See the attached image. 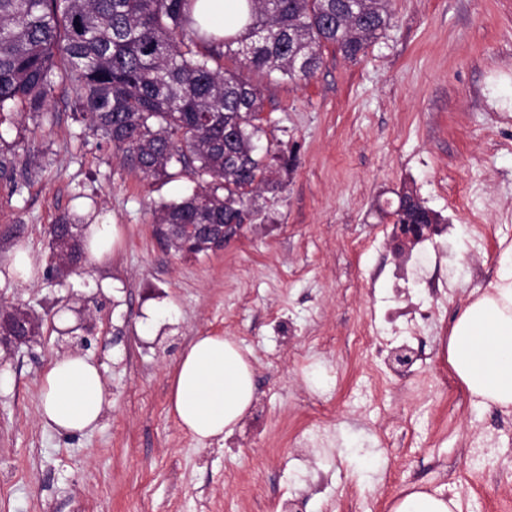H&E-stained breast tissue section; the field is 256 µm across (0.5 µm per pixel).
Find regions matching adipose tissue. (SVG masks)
Returning a JSON list of instances; mask_svg holds the SVG:
<instances>
[{
    "label": "adipose tissue",
    "instance_id": "obj_1",
    "mask_svg": "<svg viewBox=\"0 0 512 512\" xmlns=\"http://www.w3.org/2000/svg\"><path fill=\"white\" fill-rule=\"evenodd\" d=\"M193 16L216 34L233 32L239 0H195ZM447 360L482 403L512 407V245L499 255L491 292L470 302L457 318ZM43 391L42 419L59 432L93 429L106 402L98 366L81 355L52 360ZM254 400L253 367L234 340L198 336L183 350L171 381L169 411L194 439L232 436Z\"/></svg>",
    "mask_w": 512,
    "mask_h": 512
}]
</instances>
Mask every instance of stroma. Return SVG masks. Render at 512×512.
Instances as JSON below:
<instances>
[{
	"instance_id": "obj_1",
	"label": "stroma",
	"mask_w": 512,
	"mask_h": 512,
	"mask_svg": "<svg viewBox=\"0 0 512 512\" xmlns=\"http://www.w3.org/2000/svg\"><path fill=\"white\" fill-rule=\"evenodd\" d=\"M389 8L358 60L328 46L309 80L260 79L258 146L297 163L218 252L185 256L155 233L152 208L196 176L129 171L74 94L0 114V225H22L39 271L0 295L40 314L71 308L0 364V512H392L420 488L461 512H512V413L479 404L446 356L456 317L512 244V0ZM406 190L443 226L415 247L428 261L408 282L389 245ZM65 212L116 225L119 239L63 279L45 230ZM82 305L106 405L93 430L61 434L40 416L43 375L76 351L61 328ZM204 334L232 338L255 370L252 413L220 442L168 412L175 363ZM404 344L420 358L401 378L388 357ZM486 437L499 449L474 467Z\"/></svg>"
}]
</instances>
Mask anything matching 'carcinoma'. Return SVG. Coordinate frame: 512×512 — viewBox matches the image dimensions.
Wrapping results in <instances>:
<instances>
[{
    "label": "carcinoma",
    "instance_id": "carcinoma-1",
    "mask_svg": "<svg viewBox=\"0 0 512 512\" xmlns=\"http://www.w3.org/2000/svg\"><path fill=\"white\" fill-rule=\"evenodd\" d=\"M192 0H0V112L41 113L67 83L94 135L121 153L145 179L171 176L179 165L198 189L154 211L171 226L175 251L199 239L200 224H240L263 188H276L274 163L258 152L262 111L257 74L294 81L314 76L322 49L355 61L389 27V0H243L241 30L218 40L190 13ZM219 43L233 70L213 68ZM64 62L59 69L55 58ZM397 224H436L438 215L412 191L399 196ZM86 225L64 214L51 225L49 249L69 267L86 259ZM10 334L25 336L32 321L9 314Z\"/></svg>",
    "mask_w": 512,
    "mask_h": 512
}]
</instances>
